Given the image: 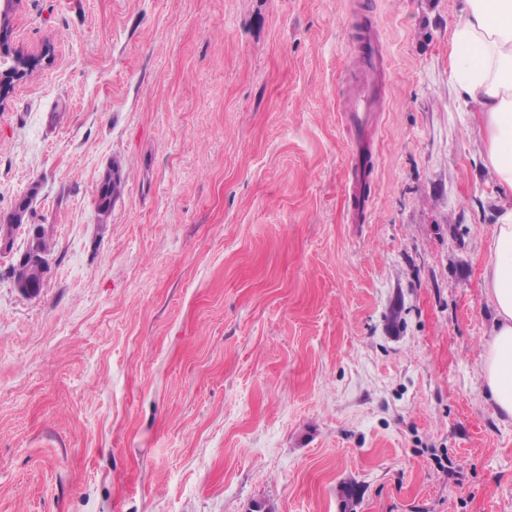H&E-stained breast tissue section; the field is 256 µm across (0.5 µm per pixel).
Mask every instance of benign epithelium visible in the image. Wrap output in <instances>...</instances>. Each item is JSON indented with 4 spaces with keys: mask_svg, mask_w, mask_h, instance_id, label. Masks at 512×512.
<instances>
[{
    "mask_svg": "<svg viewBox=\"0 0 512 512\" xmlns=\"http://www.w3.org/2000/svg\"><path fill=\"white\" fill-rule=\"evenodd\" d=\"M19 0H0V89L7 90L9 83L22 78L39 64L41 58L23 53L11 45L9 27L1 24L4 17L11 14ZM29 196H22L14 210L4 217L11 223V233L0 231V258L9 260V266H26L29 278L18 287L27 297H36L45 285L50 270V260L36 249L35 235L38 225L29 223ZM25 231L28 237L27 247L21 251L14 248V239L18 231Z\"/></svg>",
    "mask_w": 512,
    "mask_h": 512,
    "instance_id": "7a95c632",
    "label": "benign epithelium"
}]
</instances>
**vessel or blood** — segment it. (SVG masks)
I'll return each mask as SVG.
<instances>
[{
  "label": "vessel or blood",
  "instance_id": "vessel-or-blood-1",
  "mask_svg": "<svg viewBox=\"0 0 512 512\" xmlns=\"http://www.w3.org/2000/svg\"><path fill=\"white\" fill-rule=\"evenodd\" d=\"M353 73L346 86L340 120L349 133L347 168L348 221L364 223L371 203L377 164L376 137L383 124L379 95L383 48L376 30L365 31L352 56Z\"/></svg>",
  "mask_w": 512,
  "mask_h": 512
}]
</instances>
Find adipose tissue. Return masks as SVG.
I'll use <instances>...</instances> for the list:
<instances>
[{
    "instance_id": "obj_1",
    "label": "adipose tissue",
    "mask_w": 512,
    "mask_h": 512,
    "mask_svg": "<svg viewBox=\"0 0 512 512\" xmlns=\"http://www.w3.org/2000/svg\"><path fill=\"white\" fill-rule=\"evenodd\" d=\"M449 78L479 107L503 200L485 270L495 319L480 374L485 396L512 419V0H465L452 33Z\"/></svg>"
}]
</instances>
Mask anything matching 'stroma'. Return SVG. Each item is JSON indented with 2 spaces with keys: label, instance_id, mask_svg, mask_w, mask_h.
I'll list each match as a JSON object with an SVG mask.
<instances>
[{
  "label": "stroma",
  "instance_id": "obj_1",
  "mask_svg": "<svg viewBox=\"0 0 512 512\" xmlns=\"http://www.w3.org/2000/svg\"><path fill=\"white\" fill-rule=\"evenodd\" d=\"M463 6L20 0L11 42L49 60L0 101V215L31 195L54 252L35 298L0 261V512H512ZM363 19L385 118L350 224ZM111 175H112V180H117L121 175L120 166L115 162L112 163V168L109 169L104 174L102 179L104 180ZM123 184H124V180L122 182V178L120 177V179L116 182L110 181V182L102 185L101 188L97 187L96 193L100 194V197L98 200V207L101 208V205L104 202H106V204H108L109 201L112 200V197L117 198L118 196H120L122 189H123Z\"/></svg>",
  "mask_w": 512,
  "mask_h": 512
}]
</instances>
